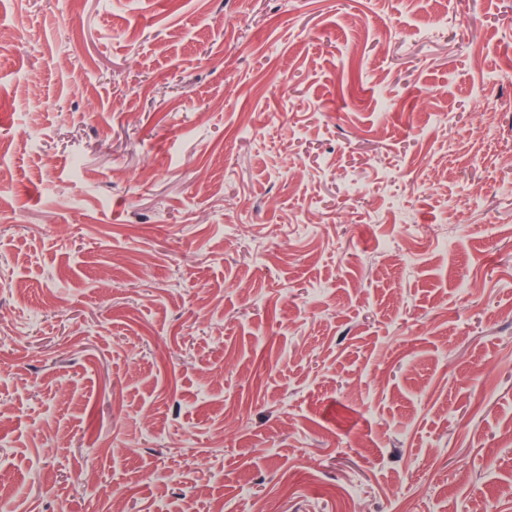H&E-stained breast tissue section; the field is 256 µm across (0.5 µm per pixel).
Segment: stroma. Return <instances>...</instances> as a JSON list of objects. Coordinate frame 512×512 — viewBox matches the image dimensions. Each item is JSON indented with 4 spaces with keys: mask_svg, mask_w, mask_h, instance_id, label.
Listing matches in <instances>:
<instances>
[{
    "mask_svg": "<svg viewBox=\"0 0 512 512\" xmlns=\"http://www.w3.org/2000/svg\"><path fill=\"white\" fill-rule=\"evenodd\" d=\"M8 512H512V0H0Z\"/></svg>",
    "mask_w": 512,
    "mask_h": 512,
    "instance_id": "obj_1",
    "label": "stroma"
}]
</instances>
